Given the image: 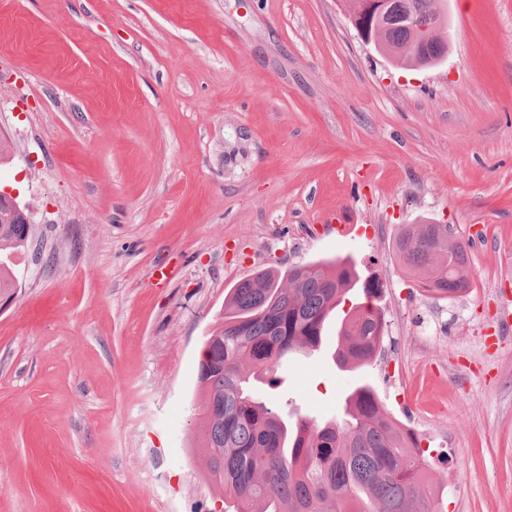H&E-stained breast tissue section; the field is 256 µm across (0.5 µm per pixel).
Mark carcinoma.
I'll use <instances>...</instances> for the list:
<instances>
[{
  "mask_svg": "<svg viewBox=\"0 0 512 512\" xmlns=\"http://www.w3.org/2000/svg\"><path fill=\"white\" fill-rule=\"evenodd\" d=\"M349 15L369 25L371 42L402 67H432L448 53L439 31L443 0H388L382 20L365 15L364 0H348ZM411 9L434 26L427 41L405 22ZM28 224L0 223V253L26 248ZM470 243L446 224H404L394 251L428 293L457 297L469 291ZM359 278L347 259L262 269L237 282L224 298V321L207 338L198 368L205 415L203 451L210 481L233 512H444L430 463L417 435L404 429L366 384L352 389L333 419L287 411L263 401L256 383L277 385L276 374L297 353L324 349L327 326L338 318L332 359L339 368L364 367L381 347L382 309L372 303L380 285L363 284L368 304L342 312ZM17 280L0 262V297L12 298ZM344 316H339V313Z\"/></svg>",
  "mask_w": 512,
  "mask_h": 512,
  "instance_id": "carcinoma-1",
  "label": "carcinoma"
}]
</instances>
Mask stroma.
<instances>
[{
  "mask_svg": "<svg viewBox=\"0 0 512 512\" xmlns=\"http://www.w3.org/2000/svg\"><path fill=\"white\" fill-rule=\"evenodd\" d=\"M447 8V56L410 70L341 0H0V189L31 214L0 512H223L205 341L239 280L336 256L383 285L379 363L327 348L259 395L330 419L370 384L447 512H512V0ZM420 220L481 234L468 294L408 277L394 242Z\"/></svg>",
  "mask_w": 512,
  "mask_h": 512,
  "instance_id": "obj_1",
  "label": "stroma"
}]
</instances>
